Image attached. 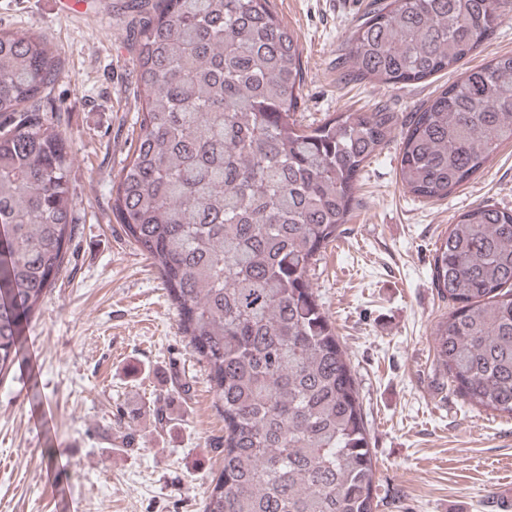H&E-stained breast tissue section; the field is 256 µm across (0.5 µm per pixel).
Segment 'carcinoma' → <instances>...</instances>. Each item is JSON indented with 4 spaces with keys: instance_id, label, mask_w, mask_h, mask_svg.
I'll use <instances>...</instances> for the list:
<instances>
[{
    "instance_id": "cac0c4a2",
    "label": "carcinoma",
    "mask_w": 512,
    "mask_h": 512,
    "mask_svg": "<svg viewBox=\"0 0 512 512\" xmlns=\"http://www.w3.org/2000/svg\"><path fill=\"white\" fill-rule=\"evenodd\" d=\"M140 112L112 214L152 261L224 416L202 512H375L370 435L349 355L310 272L401 135L402 187L448 197L512 143V53L460 73L417 112L304 124L302 50L274 0H132ZM512 0H372L346 40L352 81L424 80L471 56ZM62 62L0 29V375L65 267L72 160L45 108ZM448 300L436 367L470 405L512 416V211L460 214L436 247Z\"/></svg>"
}]
</instances>
